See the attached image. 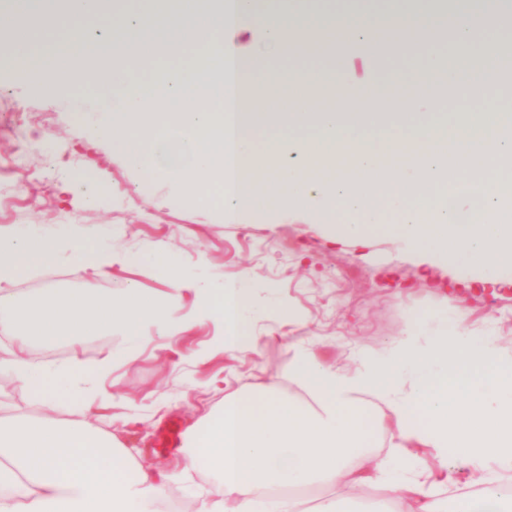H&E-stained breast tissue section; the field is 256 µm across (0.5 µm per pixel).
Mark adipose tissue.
<instances>
[{"label":"adipose tissue","instance_id":"adipose-tissue-1","mask_svg":"<svg viewBox=\"0 0 512 512\" xmlns=\"http://www.w3.org/2000/svg\"><path fill=\"white\" fill-rule=\"evenodd\" d=\"M136 0L114 10L105 0H70L63 12L15 8L0 18L6 56L17 82L54 90L80 63L82 80L106 87L100 105L108 116L92 135H105L115 152L155 180L176 179L188 196L206 190L228 219L253 211L258 199L282 211L304 204L312 216L333 217L345 234L395 235L414 252L494 273L512 265V178L497 177L512 156V110L488 97L487 85H512L493 52L475 48L488 24L512 28L505 0H452L453 26L443 24L441 0H398L396 9L369 21L348 7L327 22L297 25L292 10L260 0ZM97 17L106 32L93 38L85 19ZM451 39L465 61L449 69L444 59L414 55L409 70H380L389 50L415 44L418 30ZM304 32L313 54L335 47L336 62L321 73L281 76L263 64L266 50L292 52ZM198 49L191 69L146 82L129 79L132 66L173 59ZM237 60L236 91L251 99L246 112H218L224 84L217 75L225 55ZM468 89L462 116L434 118L426 108L448 91ZM410 113L412 122L399 121ZM301 159L281 166L284 156ZM402 197L406 215L387 221L386 200ZM80 271L111 270V250L88 240L48 236L35 228L0 229V333L24 342L52 343L120 330L130 344L144 338L141 324L166 318L181 278L165 267L171 291L150 295L133 286L119 296L94 286L74 292L45 288L16 304L11 288L19 274L52 266L65 250ZM245 296L223 284L201 294L197 316L222 320L225 338L247 342L240 318ZM104 357L93 370L110 369ZM414 376L404 380L403 370ZM39 389L45 411L33 419L0 413V512H157L166 484L111 433L85 417L54 414L59 378L80 384L91 368L79 359L49 368L23 351L0 357ZM294 374L315 394L307 409L271 390L226 398L186 433L189 460L214 479L215 496L196 512H301L280 487L342 480L378 483L391 495L414 501L419 512H512L501 487L486 476L489 463L512 469V360L489 340L475 338L464 316L451 334L420 344L407 329L385 360L363 358L352 373L323 366L308 349L296 354ZM383 407L401 444L439 454L457 449L472 467L475 493L447 508L415 465L399 478L363 448V399ZM424 426L411 427L415 414Z\"/></svg>","mask_w":512,"mask_h":512}]
</instances>
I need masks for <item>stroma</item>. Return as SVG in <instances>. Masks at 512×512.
Wrapping results in <instances>:
<instances>
[{
  "label": "stroma",
  "instance_id": "obj_1",
  "mask_svg": "<svg viewBox=\"0 0 512 512\" xmlns=\"http://www.w3.org/2000/svg\"><path fill=\"white\" fill-rule=\"evenodd\" d=\"M103 93L75 74L50 95L41 85L16 83L0 68V226L34 224L50 234H79L127 257V264L113 265L97 280L99 293L112 296L133 284L151 294L168 292L147 255L153 246L167 249L184 277L169 308L176 318L193 315L202 288L224 282L245 294L241 315L253 336L247 345L227 344L223 324L206 318L185 332L147 323L135 349L117 330L75 345L28 348L34 362L49 367L75 354L90 366L111 355L109 372L88 376L79 391L62 388L56 415L69 420L91 406L95 426L139 449L144 461L182 471L169 485L179 503L207 479L186 470L182 446L158 449L160 433L173 423L187 431L233 393L272 387L314 405L310 389L291 373L296 345L346 373L361 355L387 356L407 326L425 340L451 329L461 313L475 338L492 340L502 356H512V266L491 278L477 267L423 260L394 237L358 240L274 207L225 220L209 193L190 198L175 180H150L107 139L89 134L87 121L104 120L98 105ZM78 171L95 175L96 206L82 205L80 194L68 189ZM84 282L65 256L17 277L13 290L24 301L44 288L77 289ZM0 411L34 418L42 405L33 386L0 371ZM380 416L375 408L365 411L374 458L401 464L417 457L426 473L448 472L442 496L451 501L472 489L471 466L459 453L398 451L393 425Z\"/></svg>",
  "mask_w": 512,
  "mask_h": 512
}]
</instances>
